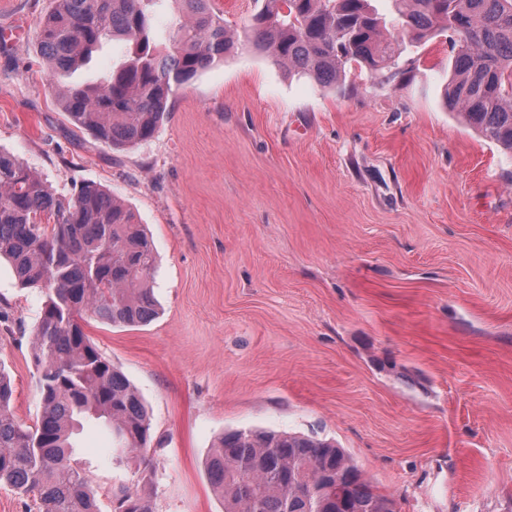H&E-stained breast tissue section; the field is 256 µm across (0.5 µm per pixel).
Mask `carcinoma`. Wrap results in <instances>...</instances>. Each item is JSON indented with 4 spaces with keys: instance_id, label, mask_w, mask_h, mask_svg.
I'll return each instance as SVG.
<instances>
[{
    "instance_id": "cac0c4a2",
    "label": "carcinoma",
    "mask_w": 512,
    "mask_h": 512,
    "mask_svg": "<svg viewBox=\"0 0 512 512\" xmlns=\"http://www.w3.org/2000/svg\"><path fill=\"white\" fill-rule=\"evenodd\" d=\"M167 43L153 38L158 0H56L37 41L55 75L86 62L114 39L126 63L99 82L54 86L71 124L114 149L150 139L181 86L248 46L274 64L339 84L350 66L375 76L399 71L405 40L448 33L455 53L445 90L450 107L512 154V0H392L388 20L370 0H260L248 25L224 24L214 0H171ZM21 287L46 289L31 361L42 414L33 427L12 411L0 366V484L34 498L38 512H100L73 435L95 419L127 454L146 450L150 422L134 385L90 341L89 319L138 326L156 313L148 275L152 243L134 212L92 182L61 195L13 153L0 149V259ZM224 512H396L335 443L261 429L224 433L206 462ZM112 512H155L150 493L119 486Z\"/></svg>"
}]
</instances>
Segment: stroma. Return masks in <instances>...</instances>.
Returning <instances> with one entry per match:
<instances>
[{
  "instance_id": "stroma-1",
  "label": "stroma",
  "mask_w": 512,
  "mask_h": 512,
  "mask_svg": "<svg viewBox=\"0 0 512 512\" xmlns=\"http://www.w3.org/2000/svg\"><path fill=\"white\" fill-rule=\"evenodd\" d=\"M53 5L0 0V147L60 193L110 190L156 254L152 322L84 325L152 432L138 467L113 461L102 423L75 435L102 512L147 481L155 512H224L206 457L254 428L335 441L396 512H512V155L449 107L447 34L388 82L355 67L325 87L239 51L115 150L56 102L37 45ZM125 52L103 43L60 81L95 82ZM44 300L0 262V361L28 426Z\"/></svg>"
}]
</instances>
